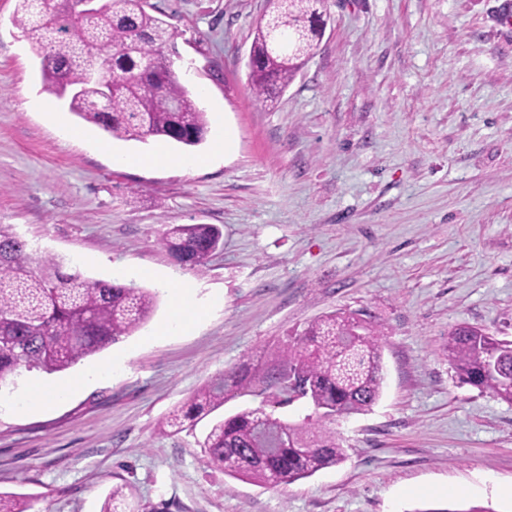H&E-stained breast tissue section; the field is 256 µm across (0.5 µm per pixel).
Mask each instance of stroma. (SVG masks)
Segmentation results:
<instances>
[{
	"label": "stroma",
	"instance_id": "1",
	"mask_svg": "<svg viewBox=\"0 0 512 512\" xmlns=\"http://www.w3.org/2000/svg\"><path fill=\"white\" fill-rule=\"evenodd\" d=\"M173 34L180 80L233 153L205 168L127 169L112 152L175 144L111 138L66 104L0 0V224L33 262L157 291L150 320L51 375H103L40 413L0 392V491L34 512H101L124 487L132 512H413L449 488L512 512V405L460 383L445 356L465 323L512 340V0H326L314 55L282 93L252 92L248 58L267 0H148ZM169 224H214L203 270L173 263ZM150 268L210 302L159 340L170 295ZM383 327V391L331 423L346 460L272 487L207 468V421L162 423L212 379L277 359L294 331L330 312ZM497 489L470 493L483 476Z\"/></svg>",
	"mask_w": 512,
	"mask_h": 512
}]
</instances>
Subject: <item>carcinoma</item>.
<instances>
[{
  "label": "carcinoma",
  "instance_id": "carcinoma-1",
  "mask_svg": "<svg viewBox=\"0 0 512 512\" xmlns=\"http://www.w3.org/2000/svg\"><path fill=\"white\" fill-rule=\"evenodd\" d=\"M273 31L257 26L249 80L258 97L285 90L324 36V0L290 5L269 0ZM49 0H18L15 23L41 59L44 82L69 110L115 139L159 137L196 147L207 133L206 113L181 83L164 54L172 38L166 23L147 11V0H107L92 15L72 0L53 5L59 29L41 21ZM213 224H169L162 244L178 264L205 267L221 245ZM51 256L34 268L27 243L0 224V387L15 384L20 369L54 374L128 336L150 319L156 295L148 289L89 280L62 271ZM380 328L344 313L314 320L262 376H220L174 410L166 426L182 429L224 406L228 385L267 393L276 403L299 397L316 418L288 423L264 405L211 421L202 443L204 464L261 484L290 485L342 463L344 449L326 424L369 410L383 389ZM448 364L463 384L512 405V341L465 324L448 334ZM128 496L114 487L102 512H124ZM0 512H33V500L0 492Z\"/></svg>",
  "mask_w": 512,
  "mask_h": 512
}]
</instances>
